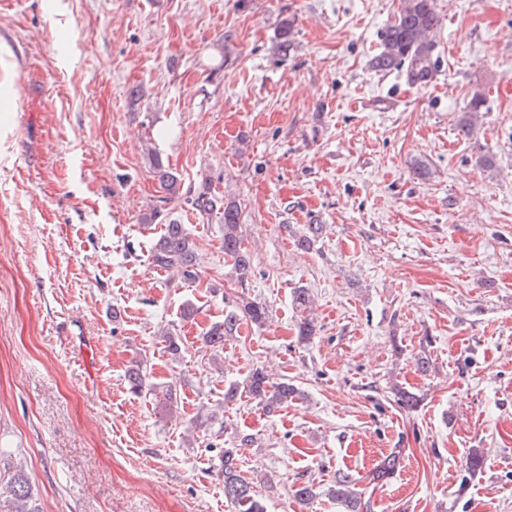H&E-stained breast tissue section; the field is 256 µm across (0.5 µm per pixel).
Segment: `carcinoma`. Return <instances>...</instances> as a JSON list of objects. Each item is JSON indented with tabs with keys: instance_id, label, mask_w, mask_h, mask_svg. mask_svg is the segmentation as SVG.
I'll return each mask as SVG.
<instances>
[{
	"instance_id": "1",
	"label": "carcinoma",
	"mask_w": 512,
	"mask_h": 512,
	"mask_svg": "<svg viewBox=\"0 0 512 512\" xmlns=\"http://www.w3.org/2000/svg\"><path fill=\"white\" fill-rule=\"evenodd\" d=\"M440 26V16L435 0H401V6L392 23L388 24L381 39V50L372 58V67L381 72L405 69L407 80L412 85H425L431 81L437 68L433 58L435 36ZM484 103V94H473L469 111L460 120L462 131L472 126V117ZM154 173L163 185L165 202L185 198L203 218L219 217L224 223V255L230 259L233 274L240 285L248 283L252 275L251 256L243 245L240 214L233 201L211 192L195 195L183 191L181 181L163 163L155 152H150ZM151 260L154 266L172 270L181 279L193 283L197 255L189 228L184 224L169 222L165 232L153 244ZM269 316L267 305L251 298H239L224 314V321L213 324L205 333V343L214 352L223 349L224 338L237 332L241 321L263 326ZM130 389L141 393L148 387L147 375L138 363L127 372ZM246 390L267 411L272 412L297 394V388L288 381L273 382L260 368L253 369L245 380ZM240 454L237 448L224 449V498L235 506L237 512H264V505L256 482L242 475ZM396 466V455H389L374 466L367 479L372 484L384 483L392 477ZM485 467L484 452L473 448L467 456V472L474 476ZM359 479L348 472H337L336 480L325 494L340 505L342 512H368L369 504L362 499V490L357 488ZM0 484L11 497V512H40L35 504L33 491L25 471L21 468L0 470Z\"/></svg>"
}]
</instances>
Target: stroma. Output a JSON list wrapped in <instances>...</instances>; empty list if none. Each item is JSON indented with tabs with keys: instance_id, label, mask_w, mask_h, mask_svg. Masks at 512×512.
<instances>
[{
	"instance_id": "stroma-1",
	"label": "stroma",
	"mask_w": 512,
	"mask_h": 512,
	"mask_svg": "<svg viewBox=\"0 0 512 512\" xmlns=\"http://www.w3.org/2000/svg\"><path fill=\"white\" fill-rule=\"evenodd\" d=\"M399 5L0 0V458L40 512H234L219 466L233 447L266 512H339L293 494L340 471L371 512H512V0H436L424 86L370 65ZM152 150L184 189L237 202L247 285L221 224L162 204ZM158 207L190 228L196 282L154 267ZM240 296L270 319L213 352L202 336ZM136 361L156 394L131 392ZM258 367L299 397L271 414L243 392L225 402ZM473 448L487 460L469 480Z\"/></svg>"
}]
</instances>
